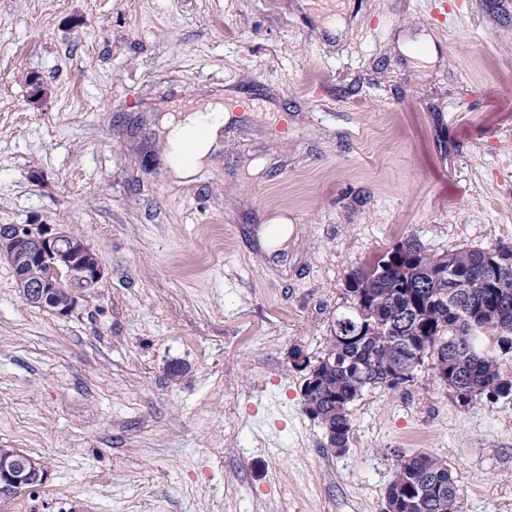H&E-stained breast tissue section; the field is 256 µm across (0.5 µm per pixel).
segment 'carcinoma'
I'll return each instance as SVG.
<instances>
[{"label":"carcinoma","instance_id":"1","mask_svg":"<svg viewBox=\"0 0 512 512\" xmlns=\"http://www.w3.org/2000/svg\"><path fill=\"white\" fill-rule=\"evenodd\" d=\"M350 309L336 316L329 356L308 364L304 408L348 448L349 407L394 373L432 357L436 377L470 401L512 398V376L484 354L488 336L512 337V252L458 249L434 256L409 238L350 275ZM385 512H463L448 465L426 453L401 454Z\"/></svg>","mask_w":512,"mask_h":512}]
</instances>
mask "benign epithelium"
I'll use <instances>...</instances> for the list:
<instances>
[{
  "label": "benign epithelium",
  "mask_w": 512,
  "mask_h": 512,
  "mask_svg": "<svg viewBox=\"0 0 512 512\" xmlns=\"http://www.w3.org/2000/svg\"><path fill=\"white\" fill-rule=\"evenodd\" d=\"M72 238L62 229L44 224H1L0 256L15 266L17 258L29 264H48L52 277L31 280L23 270L15 272L18 287L27 304L51 308L60 315L72 312L77 295L95 287L102 268L92 248L79 242L81 254L72 258L58 250V244ZM47 473L32 458L14 453L0 460V497L8 498L44 484Z\"/></svg>",
  "instance_id": "benign-epithelium-1"
}]
</instances>
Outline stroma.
<instances>
[{
	"instance_id": "stroma-1",
	"label": "stroma",
	"mask_w": 512,
	"mask_h": 512,
	"mask_svg": "<svg viewBox=\"0 0 512 512\" xmlns=\"http://www.w3.org/2000/svg\"><path fill=\"white\" fill-rule=\"evenodd\" d=\"M188 99L229 117L180 179ZM1 224L103 277L62 316L0 258V448L47 472L0 512H383L415 452L512 512L511 399L461 407L427 360L338 455L294 363L398 243L512 248V0H0Z\"/></svg>"
}]
</instances>
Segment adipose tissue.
<instances>
[{
  "mask_svg": "<svg viewBox=\"0 0 512 512\" xmlns=\"http://www.w3.org/2000/svg\"><path fill=\"white\" fill-rule=\"evenodd\" d=\"M224 123V109L221 105L205 106L204 110L188 112L176 124L170 125L168 142L171 147L170 161L177 173L190 175L201 160L217 147L220 127ZM193 138L192 157H184L179 146L186 138Z\"/></svg>",
  "mask_w": 512,
  "mask_h": 512,
  "instance_id": "ef3b65f1",
  "label": "adipose tissue"
}]
</instances>
